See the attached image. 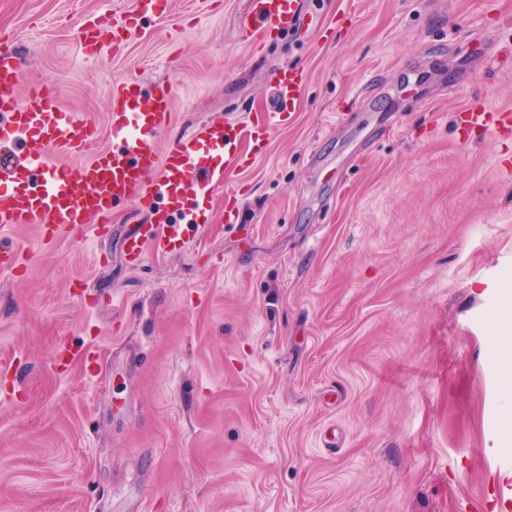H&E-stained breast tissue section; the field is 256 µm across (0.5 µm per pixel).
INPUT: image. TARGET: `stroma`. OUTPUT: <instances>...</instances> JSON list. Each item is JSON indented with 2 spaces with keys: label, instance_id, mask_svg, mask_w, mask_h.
Listing matches in <instances>:
<instances>
[{
  "label": "stroma",
  "instance_id": "35a3bbf8",
  "mask_svg": "<svg viewBox=\"0 0 512 512\" xmlns=\"http://www.w3.org/2000/svg\"><path fill=\"white\" fill-rule=\"evenodd\" d=\"M132 0H0L21 86L56 93L111 148L113 85H172L165 151L209 114L269 110L268 72L310 82L208 218L139 265L147 214L101 239L0 227V512H469L512 485L493 343L512 290V0H304L293 33L242 43L251 0H172L97 56L82 21ZM240 210L224 221V193ZM457 120L460 128L469 133V131L477 126L500 129L505 125H509L512 121L511 109L490 110L488 112H470L462 110L457 114Z\"/></svg>",
  "mask_w": 512,
  "mask_h": 512
}]
</instances>
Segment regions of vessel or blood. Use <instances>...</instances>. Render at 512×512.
<instances>
[{"mask_svg":"<svg viewBox=\"0 0 512 512\" xmlns=\"http://www.w3.org/2000/svg\"><path fill=\"white\" fill-rule=\"evenodd\" d=\"M170 0H134L131 17L165 18ZM303 18L302 0H252V10L241 21L244 42L255 33L278 35L297 28ZM111 16L97 14L85 26L82 51L97 55L99 36L112 29ZM23 69L18 53H0V112L10 122L0 125V145L22 144V156L13 166L0 169V225L36 224L51 237L78 234L100 236L115 204L126 202L148 212L150 221L125 241L129 262L143 261L147 246L163 253L180 247L206 211L211 187L220 172L218 156H239L247 141L261 153L272 130L293 112L301 90L310 80L299 66L274 69L270 85L273 107L264 119L241 128L215 116L188 138L172 142L165 154L153 147L155 137L170 123L173 112L171 86H158L150 95L140 94L135 82L125 80L112 88L111 151L72 164L82 155L94 132L66 111L47 89L30 88L16 97L15 87ZM463 131L481 126L501 128L512 123V111L458 112ZM38 170V188H19L23 172Z\"/></svg>","mask_w":512,"mask_h":512,"instance_id":"b4317fda","label":"vessel or blood"}]
</instances>
